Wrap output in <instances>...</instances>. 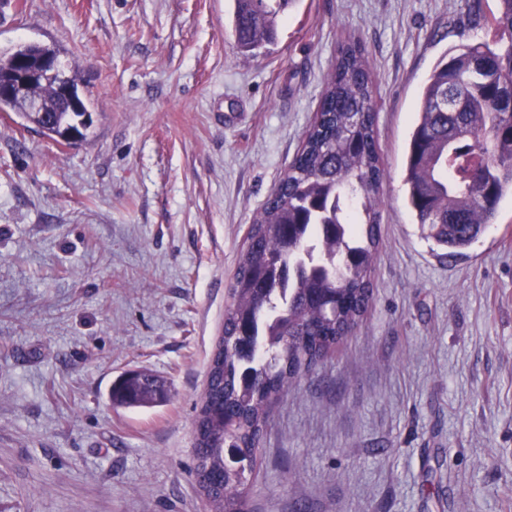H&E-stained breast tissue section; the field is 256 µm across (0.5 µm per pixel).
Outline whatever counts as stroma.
<instances>
[{
    "mask_svg": "<svg viewBox=\"0 0 512 512\" xmlns=\"http://www.w3.org/2000/svg\"><path fill=\"white\" fill-rule=\"evenodd\" d=\"M231 0H0V52L57 45L93 125L63 146L0 112V512H206L194 407L238 253L339 46L366 48L386 177L359 327L273 403L252 512H512V198L448 257L405 155L446 53L505 49L497 0H297L254 58ZM169 402L113 407L126 370Z\"/></svg>",
    "mask_w": 512,
    "mask_h": 512,
    "instance_id": "35a3bbf8",
    "label": "stroma"
}]
</instances>
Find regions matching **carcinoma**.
<instances>
[{
	"label": "carcinoma",
	"instance_id": "obj_1",
	"mask_svg": "<svg viewBox=\"0 0 512 512\" xmlns=\"http://www.w3.org/2000/svg\"><path fill=\"white\" fill-rule=\"evenodd\" d=\"M234 48L253 57L276 35L295 0H232ZM492 23L512 39V0H498ZM50 44L20 42L10 55L33 67ZM34 96L45 115L18 98H0L47 126L60 142L91 123L56 99L52 83ZM512 93V46H467L440 60L417 103L405 182L425 238L450 257L467 250L496 223L512 196V114L500 107ZM373 82L359 42L339 47L318 110L301 149L254 217L237 258L224 310V355H216L210 393L198 420L194 457L208 468L209 512H236L267 426L270 405L304 369L341 344L372 298L381 231L383 169L375 137ZM162 383L136 371L112 385V404L141 407L169 400Z\"/></svg>",
	"mask_w": 512,
	"mask_h": 512
}]
</instances>
